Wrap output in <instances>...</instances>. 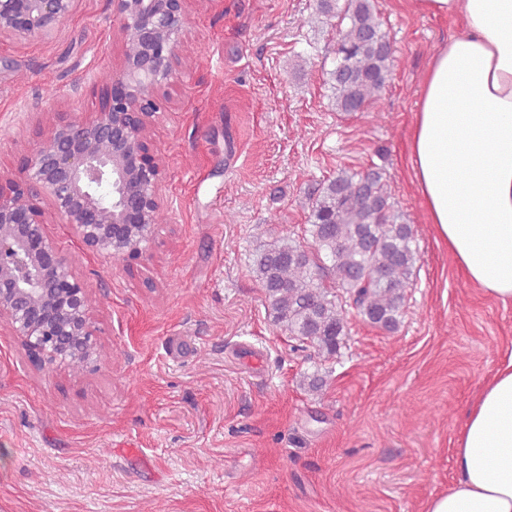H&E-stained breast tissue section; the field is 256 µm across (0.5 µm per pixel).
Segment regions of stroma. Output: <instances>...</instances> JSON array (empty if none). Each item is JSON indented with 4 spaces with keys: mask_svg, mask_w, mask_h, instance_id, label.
Here are the masks:
<instances>
[{
    "mask_svg": "<svg viewBox=\"0 0 512 512\" xmlns=\"http://www.w3.org/2000/svg\"><path fill=\"white\" fill-rule=\"evenodd\" d=\"M405 2L376 0L398 63L342 114L336 22L299 23L317 0H195L161 93L151 258L93 256L48 227L89 290L96 362H36L0 327V512H424L447 490L463 411L512 351V303L467 282L412 182L418 87L460 25ZM125 52L110 0H76L56 38L1 39L0 176L52 113L92 118ZM374 166L413 228L414 286L395 332L348 310L324 361L274 326L252 258L300 240L320 182ZM313 372L318 396L300 385Z\"/></svg>",
    "mask_w": 512,
    "mask_h": 512,
    "instance_id": "obj_1",
    "label": "stroma"
}]
</instances>
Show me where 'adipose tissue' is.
<instances>
[{"label":"adipose tissue","mask_w":512,"mask_h":512,"mask_svg":"<svg viewBox=\"0 0 512 512\" xmlns=\"http://www.w3.org/2000/svg\"><path fill=\"white\" fill-rule=\"evenodd\" d=\"M460 19L425 69L408 162L427 221L467 280L512 302V0H410ZM455 477L425 512H512V354L469 405Z\"/></svg>","instance_id":"obj_1"}]
</instances>
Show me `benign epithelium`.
Returning a JSON list of instances; mask_svg holds the SVG:
<instances>
[{
  "label": "benign epithelium",
  "instance_id": "benign-epithelium-1",
  "mask_svg": "<svg viewBox=\"0 0 512 512\" xmlns=\"http://www.w3.org/2000/svg\"><path fill=\"white\" fill-rule=\"evenodd\" d=\"M75 0H0V38L52 39ZM191 0H111L135 45L92 120L55 113L18 174L0 183V324L53 362L97 359L85 283L47 232L65 224L86 251L150 255L165 164L154 151L159 91L173 76Z\"/></svg>",
  "mask_w": 512,
  "mask_h": 512
}]
</instances>
